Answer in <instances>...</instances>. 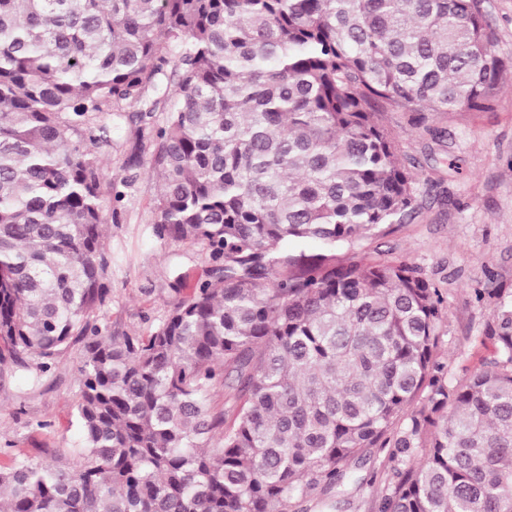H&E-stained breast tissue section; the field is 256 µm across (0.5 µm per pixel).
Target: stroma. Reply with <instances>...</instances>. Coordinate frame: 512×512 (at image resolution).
Instances as JSON below:
<instances>
[{"mask_svg":"<svg viewBox=\"0 0 512 512\" xmlns=\"http://www.w3.org/2000/svg\"><path fill=\"white\" fill-rule=\"evenodd\" d=\"M137 106L105 114L111 148L102 149L104 183L129 176L118 220L105 228L112 257L104 279L105 306L91 316L103 335L142 336L166 317L179 289L209 277L205 244L160 237L152 210L156 182L142 168H125L134 144ZM447 131L462 167L440 178V156L429 154L431 131ZM402 149L431 183H419L424 202L414 220L363 242L360 252L374 260L405 263L441 290L448 315L436 355L449 374L479 367L491 353L480 342L494 309V292L512 289V81H505L492 109L430 114L426 129L407 134ZM81 344H72L51 370L0 365V461L15 452L36 459H73L83 447L76 422ZM389 451L371 448L352 464L337 512H376L374 502L392 479Z\"/></svg>","mask_w":512,"mask_h":512,"instance_id":"1","label":"stroma"}]
</instances>
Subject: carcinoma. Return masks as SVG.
<instances>
[{
  "label": "carcinoma",
  "instance_id": "cac0c4a2",
  "mask_svg": "<svg viewBox=\"0 0 512 512\" xmlns=\"http://www.w3.org/2000/svg\"><path fill=\"white\" fill-rule=\"evenodd\" d=\"M495 42L482 0H0V365L82 342L84 439L1 462L0 512L332 507L367 448L392 449L377 512H512V290L450 377L439 288L355 256L424 209L401 134L491 108ZM131 102L157 232L212 267L148 335L103 336L99 118Z\"/></svg>",
  "mask_w": 512,
  "mask_h": 512
}]
</instances>
